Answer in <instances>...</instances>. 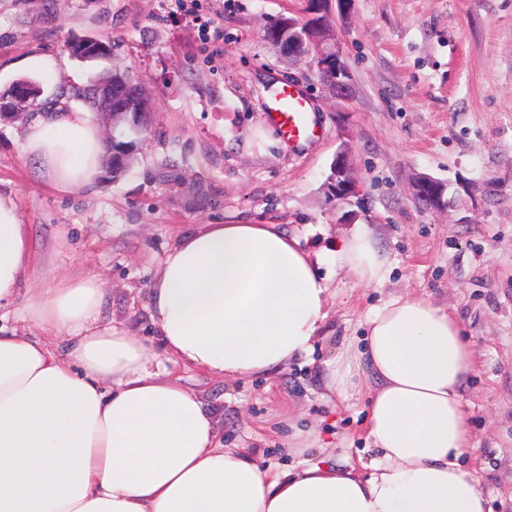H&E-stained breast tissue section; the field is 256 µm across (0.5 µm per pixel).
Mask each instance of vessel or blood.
<instances>
[{
	"label": "vessel or blood",
	"instance_id": "vessel-or-blood-1",
	"mask_svg": "<svg viewBox=\"0 0 512 512\" xmlns=\"http://www.w3.org/2000/svg\"><path fill=\"white\" fill-rule=\"evenodd\" d=\"M266 116L281 136L291 143L310 140L318 133L309 115L307 98L292 85L273 92Z\"/></svg>",
	"mask_w": 512,
	"mask_h": 512
}]
</instances>
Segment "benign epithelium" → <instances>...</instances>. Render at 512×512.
Wrapping results in <instances>:
<instances>
[{
  "instance_id": "1",
  "label": "benign epithelium",
  "mask_w": 512,
  "mask_h": 512,
  "mask_svg": "<svg viewBox=\"0 0 512 512\" xmlns=\"http://www.w3.org/2000/svg\"><path fill=\"white\" fill-rule=\"evenodd\" d=\"M326 26V20L306 27L308 37L301 36L296 29L299 23L288 22V43L283 45L284 53L299 56V49L305 45L314 50V59L319 74L328 78L336 96L348 99L351 97L353 79L349 65L342 51L326 46L315 39L316 26ZM76 56L81 59H96L106 56L107 45L94 36H83L75 39ZM121 97V88L112 87V81L95 84L90 92V101L101 106V113L107 118L112 127H117L125 119V110L115 104ZM327 189L330 195L342 199L360 193L359 182L353 175V157L348 147L344 146L336 152V158L331 166ZM446 186L444 183L429 177L419 176L413 183V198L415 202L430 210L443 211L448 207L444 199Z\"/></svg>"
}]
</instances>
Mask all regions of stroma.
<instances>
[{"mask_svg": "<svg viewBox=\"0 0 512 512\" xmlns=\"http://www.w3.org/2000/svg\"><path fill=\"white\" fill-rule=\"evenodd\" d=\"M308 0H0V93L53 58L69 81L120 66L148 90L151 114L127 173L98 172L62 190L22 151L23 118L0 119V195L31 227L33 262L0 329L33 334L23 303L49 278L97 276L102 318L156 341L149 288L168 252L211 224H275L316 252L371 227L391 278L367 287L331 277L328 317L313 349L273 377L231 378L182 363L158 377L196 392L219 438L262 466L299 460L339 467L367 458L366 402L338 404L325 366L342 342L362 345L364 318L392 294L423 295L464 325L475 354L463 399L474 469L490 512H512V0H328L327 39L354 78L336 98L313 57L286 58L265 38L281 16L307 20ZM108 41L105 60L81 61L72 38ZM307 97L319 132L288 145L265 118L272 85ZM349 146L361 195L327 198L331 164ZM447 186L448 208H420L412 182ZM302 445L303 454L285 453Z\"/></svg>", "mask_w": 512, "mask_h": 512, "instance_id": "1", "label": "stroma"}]
</instances>
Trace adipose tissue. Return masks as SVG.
Instances as JSON below:
<instances>
[{
    "label": "adipose tissue",
    "instance_id": "adipose-tissue-1",
    "mask_svg": "<svg viewBox=\"0 0 512 512\" xmlns=\"http://www.w3.org/2000/svg\"><path fill=\"white\" fill-rule=\"evenodd\" d=\"M23 151L67 190L91 183L106 143L89 113L55 104L28 124ZM30 263V227L0 197V308ZM323 265L376 287L391 272L368 227L313 254L272 224L209 225L165 256L150 288L155 346L101 322L96 277L49 282L25 306L43 339L0 335V512H486L460 463L474 352L428 299L389 297L367 315L363 348L325 363L329 391L367 401L366 478L306 462L264 469L218 443L197 393L158 380L165 358L233 378L287 367L327 318ZM52 336L67 337L66 352Z\"/></svg>",
    "mask_w": 512,
    "mask_h": 512
}]
</instances>
